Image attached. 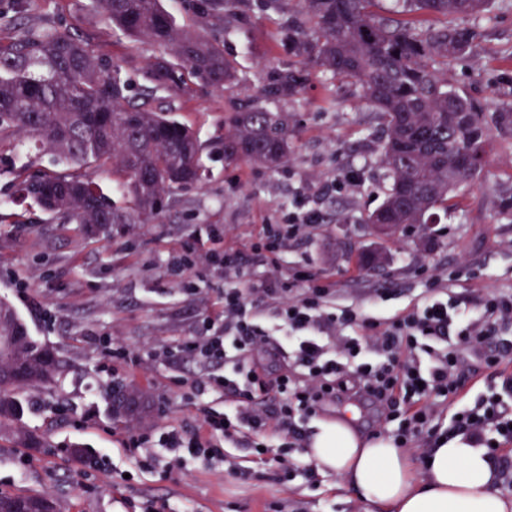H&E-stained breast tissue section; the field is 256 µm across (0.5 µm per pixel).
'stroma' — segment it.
Here are the masks:
<instances>
[{
	"mask_svg": "<svg viewBox=\"0 0 512 512\" xmlns=\"http://www.w3.org/2000/svg\"><path fill=\"white\" fill-rule=\"evenodd\" d=\"M281 19L262 0H252L236 29L215 33L237 66V83L216 91L198 82L190 96H166L173 115L204 144L207 176L202 185L176 192L161 221L119 233L55 224L18 194L13 174L0 173V213L28 218L0 222V300L14 306L37 343L66 362L60 389L22 394V423L43 433L47 447L19 448L0 434V491L49 494L60 512H143L152 501L165 504L166 512H362L336 474L320 473L306 454L285 449L271 434L265 442L275 460L268 464L255 463L251 449L229 442L224 462L188 456L173 469L158 446L150 469L125 454L127 428L108 414L116 384L151 397L152 415L135 427L155 438L193 425L201 409L225 407L217 397L190 391L207 367L189 357L171 364L158 356L196 335L201 319L222 307L220 274L198 270L188 292L166 273L169 253L192 236L213 231L225 247L244 249L301 200L320 211L322 222L279 252V274L310 271L333 283L337 303L392 317L419 300L436 271L459 294L469 288L512 291V135L490 131L488 166L439 211L436 223L417 225L410 234H376L362 218L384 199L381 119L361 104L359 84L332 79L290 55L278 42ZM26 22L70 26L96 52L118 61L124 80L142 88L143 67L155 47L113 28L95 0H28ZM436 22L476 34L467 57L439 62L449 85L482 111L512 107V0H489L484 12ZM288 68L301 71L305 81L297 96L275 105L291 132L287 163L254 168L212 153L211 145L224 136L225 112L257 94L271 71ZM380 288L391 289V296L377 298ZM102 336L118 338L131 351L107 375L98 369ZM466 373L440 416L443 431H450L455 410L503 391L512 380V359L490 367L475 356ZM74 446L87 449L93 464L74 462Z\"/></svg>",
	"mask_w": 512,
	"mask_h": 512,
	"instance_id": "obj_1",
	"label": "stroma"
}]
</instances>
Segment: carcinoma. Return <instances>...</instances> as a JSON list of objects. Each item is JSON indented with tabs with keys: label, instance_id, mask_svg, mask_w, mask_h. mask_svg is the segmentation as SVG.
Returning a JSON list of instances; mask_svg holds the SVG:
<instances>
[{
	"label": "carcinoma",
	"instance_id": "obj_1",
	"mask_svg": "<svg viewBox=\"0 0 512 512\" xmlns=\"http://www.w3.org/2000/svg\"><path fill=\"white\" fill-rule=\"evenodd\" d=\"M25 0L0 10V146L22 143L24 134L53 155L62 169L47 174L15 171L12 156L0 163L16 173L18 191L61 224L123 229L161 219L172 195L202 178L201 145L192 129L164 105L159 92L185 95L197 80L222 90L236 80L233 61L209 38L208 29L230 31L244 17V0H195L200 29L179 27L160 0H96L127 36L163 49L145 66L139 96L120 76V65L95 53L78 33L61 25L34 30L20 21ZM375 0H298V14L284 0H264L284 13L288 50L331 77L354 80L363 101L384 122L381 162L389 186L366 224L386 214L393 224H428L448 209L452 194L471 185L487 163L489 124L512 133V110L486 117L448 86L434 66L465 54L474 39L467 29L421 28L416 20L391 23L372 11ZM488 0H394V11L443 16L476 14ZM300 76L278 70L264 93L233 108L224 119V161L277 168L289 153L288 123L272 110L296 96ZM112 164V183L129 198L117 206L87 180L83 169ZM39 345L14 308L0 301V430L15 444L32 447L36 433L20 425L22 391L60 386L64 363ZM140 411L113 416L144 419L150 398L135 390ZM41 494L0 492V512Z\"/></svg>",
	"mask_w": 512,
	"mask_h": 512
}]
</instances>
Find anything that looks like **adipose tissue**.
<instances>
[{
    "label": "adipose tissue",
    "instance_id": "obj_1",
    "mask_svg": "<svg viewBox=\"0 0 512 512\" xmlns=\"http://www.w3.org/2000/svg\"><path fill=\"white\" fill-rule=\"evenodd\" d=\"M306 453L341 479L364 512H512L486 449L461 434L416 461L392 438L362 434L339 418L320 423Z\"/></svg>",
    "mask_w": 512,
    "mask_h": 512
}]
</instances>
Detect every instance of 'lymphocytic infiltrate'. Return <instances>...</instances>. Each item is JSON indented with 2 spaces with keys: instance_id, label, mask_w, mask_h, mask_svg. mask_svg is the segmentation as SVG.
I'll return each mask as SVG.
<instances>
[{
  "instance_id": "f902f5d3",
  "label": "lymphocytic infiltrate",
  "mask_w": 512,
  "mask_h": 512,
  "mask_svg": "<svg viewBox=\"0 0 512 512\" xmlns=\"http://www.w3.org/2000/svg\"><path fill=\"white\" fill-rule=\"evenodd\" d=\"M318 221L315 210H293L286 223L268 225L249 250L224 248L213 233L207 243L194 238L171 252L167 273L174 280L186 283L189 272L202 266L218 271L229 287L217 318H205L204 331L164 348L162 355L173 363L188 354L201 364L224 366V373L209 374L194 390L231 397L233 406L232 413L207 409L197 425L162 432L159 441L174 456L223 457L221 438L247 443L272 432L300 440L297 420L345 398L370 401L387 421L398 422L395 442L402 448L435 436L437 408L461 388L460 373L470 355L482 356L492 367L512 353V347L492 341L512 328V292L481 293L477 310L470 311L437 274L416 304L392 318L336 305L331 283L304 270L269 277L246 291L236 288V280L266 261L268 253L301 238ZM217 319L223 323L221 334L208 335L207 327ZM354 326L360 338L346 337ZM284 352L287 365L269 377L259 355ZM260 395L272 396V404L258 407ZM453 429L476 445L491 430L511 442L512 402L493 394L480 398L461 410Z\"/></svg>"
}]
</instances>
